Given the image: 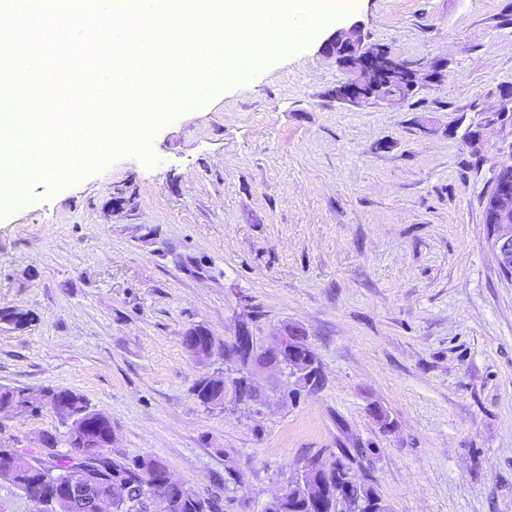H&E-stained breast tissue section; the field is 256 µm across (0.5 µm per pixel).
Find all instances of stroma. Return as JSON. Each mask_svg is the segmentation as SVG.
<instances>
[{
    "mask_svg": "<svg viewBox=\"0 0 512 512\" xmlns=\"http://www.w3.org/2000/svg\"><path fill=\"white\" fill-rule=\"evenodd\" d=\"M360 23L415 65L407 99L353 106L321 52ZM512 161V0H355L304 44L152 126L78 182L0 215V386L80 393L122 457L159 458L215 512H262L306 460L364 448L391 512H512V283L483 200ZM300 327L314 392L259 369L265 406L207 409L239 319ZM216 341L208 365L183 337ZM381 408L394 423L374 419ZM60 420L0 415L38 450Z\"/></svg>",
    "mask_w": 512,
    "mask_h": 512,
    "instance_id": "1",
    "label": "stroma"
}]
</instances>
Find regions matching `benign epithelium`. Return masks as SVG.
<instances>
[{"label": "benign epithelium", "mask_w": 512, "mask_h": 512, "mask_svg": "<svg viewBox=\"0 0 512 512\" xmlns=\"http://www.w3.org/2000/svg\"><path fill=\"white\" fill-rule=\"evenodd\" d=\"M322 53L334 59L347 73L346 80L336 89V97L348 104L404 100L417 88L414 65L365 43L362 26L357 22L333 32L324 42ZM484 219L488 246L499 272L512 282V164L499 169L490 201L484 209ZM285 339L283 333L276 337L273 345L260 346L243 322L233 338L234 360L238 362L243 355L264 353L270 363L295 378L297 384L315 382L320 371L310 373L295 358L285 356ZM143 479L146 496L152 501V512H168L171 495L181 488L180 481L169 473L161 480L150 473ZM123 494L124 487L118 481L105 484L69 481L62 490L53 493L50 502L54 508L61 506L68 510L92 503L97 512H114L116 501Z\"/></svg>", "instance_id": "obj_1"}]
</instances>
